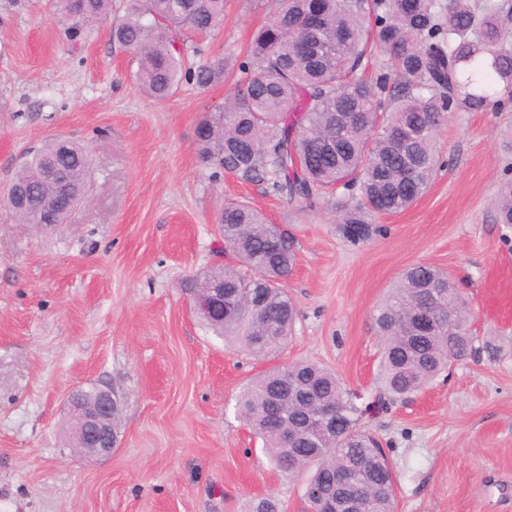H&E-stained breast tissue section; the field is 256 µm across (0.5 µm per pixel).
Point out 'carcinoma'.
<instances>
[{"label": "carcinoma", "instance_id": "1", "mask_svg": "<svg viewBox=\"0 0 512 512\" xmlns=\"http://www.w3.org/2000/svg\"><path fill=\"white\" fill-rule=\"evenodd\" d=\"M111 0H56L68 36L105 18ZM224 22V0H125L112 41L131 50L135 79L164 100L192 84L224 81L229 62L186 60L184 30L206 34ZM250 62L234 97L196 127L202 161L300 210L342 192L340 230L352 243L380 229L372 217L410 207L439 166L437 136L449 112H497L512 101V0H274L255 34ZM89 168L84 147L56 138L19 168L7 203L21 224H40L56 210L57 185L83 196ZM497 223L512 227V178L495 199ZM218 233L237 263L207 269L200 281L224 285L235 308L203 324L245 354L284 350L296 304L283 281L295 261L293 240L244 202L220 211ZM427 309L437 328L413 329ZM467 299L447 274L414 264L374 313L380 341L378 386L367 402L337 374L300 360L251 381L238 401L241 417L281 471L312 467L307 508L328 493L349 512H395L393 470L372 419L431 383L476 351ZM335 412L332 428L314 427L318 408ZM349 472L354 484L336 483Z\"/></svg>", "mask_w": 512, "mask_h": 512}]
</instances>
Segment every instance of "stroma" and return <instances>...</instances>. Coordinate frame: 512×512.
Here are the masks:
<instances>
[{
	"label": "stroma",
	"mask_w": 512,
	"mask_h": 512,
	"mask_svg": "<svg viewBox=\"0 0 512 512\" xmlns=\"http://www.w3.org/2000/svg\"><path fill=\"white\" fill-rule=\"evenodd\" d=\"M270 0H226L224 23L191 38L202 63L247 60ZM52 0H0V512H248L271 496L303 512L305 477L274 470L237 397L251 379L301 359L370 393L379 362L372 313L417 263L448 273L492 340L433 384L368 422L395 474V512H512V230L497 224L512 177V102L451 112L442 165L407 210L378 216L353 244L338 197L299 211L258 183L212 176L195 128L235 76L159 101L133 73L109 23L73 39ZM54 138L85 146L88 195L45 233L19 223L4 193L28 152ZM249 200L295 241L285 282L299 312L284 352L255 358L207 332L186 278L225 263L226 200ZM108 386L121 399L111 457L69 446L65 398ZM496 219L498 224L512 227V178L502 180L495 199Z\"/></svg>",
	"instance_id": "35a3bbf8"
}]
</instances>
